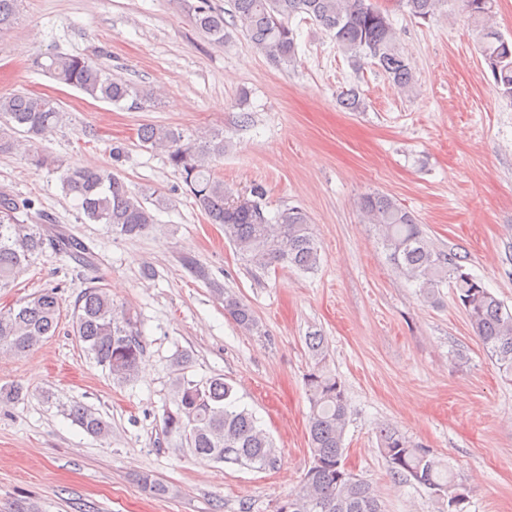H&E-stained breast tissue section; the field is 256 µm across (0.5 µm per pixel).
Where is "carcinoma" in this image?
<instances>
[{
    "label": "carcinoma",
    "instance_id": "cac0c4a2",
    "mask_svg": "<svg viewBox=\"0 0 512 512\" xmlns=\"http://www.w3.org/2000/svg\"><path fill=\"white\" fill-rule=\"evenodd\" d=\"M19 0H0V31L13 26ZM231 17L246 32L253 46L276 62L289 64L297 55L296 35L290 19L308 15L329 33L336 46L354 58L373 60L401 90L414 87L416 77L408 57L396 43L388 15L367 0H231ZM408 13L427 18L444 0H401ZM495 0H459L461 14L475 27L480 53L490 68L499 94L512 99V41L488 25ZM195 27L215 43L224 42V11L212 0L187 4ZM60 84L74 87L96 100L119 104L131 100L140 108L155 101L153 92L112 77L93 60L80 55H51L36 61ZM65 118L59 103L34 93L0 96V153L17 150L60 125ZM140 142L166 154L195 205L211 224L224 228L245 265L267 271L272 267L313 272L319 265V247L307 215L285 208L269 218L264 214L265 188L254 185L251 198L233 197L224 180L209 166L224 154V138L184 139L182 133L163 125L144 124ZM63 192L76 198L85 221L109 224L126 237L138 236L155 225L152 207L160 200L137 195L123 177L98 165L74 166L53 162ZM29 201H18L0 191V289L13 288L33 258L52 248L83 264L92 260L90 248L62 233L49 235L39 224H27L20 213ZM360 208L379 225L389 260L408 280L416 283L420 298L437 303L440 288L448 285L467 315L475 335L502 373L512 379V310L463 264L462 257L437 249L416 218L383 193L362 197ZM62 300L57 289L44 288L17 306L0 312V351L22 354L41 340L55 335L61 319ZM224 311L241 328L258 327L252 308L231 292H224ZM140 319L132 308L117 307L109 289L91 281L78 294L71 316V334L87 354L108 369L112 381H134L143 363L146 346L139 331ZM314 365L306 375L310 404L309 468L298 488L288 493V512H382L373 486L348 469L344 433L349 409L342 382L326 370L324 337H306ZM188 356L175 358L179 373L172 380L175 409H166L164 429L184 440L201 459L272 468L276 455L268 434L252 411L238 405L234 387L221 378L205 384L186 379ZM68 416L88 434L105 437L109 425L88 406L75 403ZM380 452L389 472L412 479L431 490L439 512H465L469 489L454 482L443 464L429 450L410 443L389 427L379 428Z\"/></svg>",
    "mask_w": 512,
    "mask_h": 512
}]
</instances>
